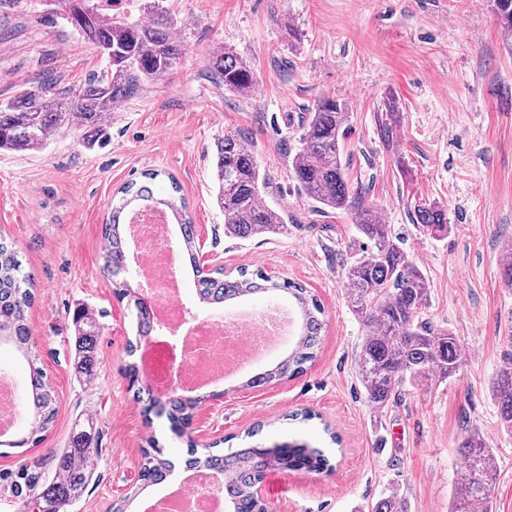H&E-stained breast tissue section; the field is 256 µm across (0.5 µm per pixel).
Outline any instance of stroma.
Masks as SVG:
<instances>
[{
	"mask_svg": "<svg viewBox=\"0 0 512 512\" xmlns=\"http://www.w3.org/2000/svg\"><path fill=\"white\" fill-rule=\"evenodd\" d=\"M183 54L173 72L143 82L112 112L106 144L66 134L43 151L0 152V236L14 243L35 276L33 349L57 399L53 423L35 447L0 446V512H19L20 475L44 484L53 454L76 426L93 421L95 479L68 512H144L175 481L133 496L150 440L183 473L189 442L224 452L256 432L269 444L299 439L323 449L329 472H269L268 512H355L399 483L409 512H448L464 462L467 433L483 436L498 461L496 512H512V431L493 396L512 365V284L504 249L512 243V35L490 0H158ZM228 50L255 74L252 94L226 91L211 59ZM105 58L41 0H0V104L53 75L79 89ZM325 97L347 101L344 156L353 184L390 224L430 283L424 317L459 336L457 375L376 412L356 373L366 329L345 301V269L365 239L347 213H324L298 191L291 159L303 126ZM395 98L398 126L384 139V103ZM254 146L264 202L282 213L287 234L240 240L224 234L214 200L212 159L224 134ZM158 171L160 191L177 179L196 242L214 265L302 284L324 309L315 361L292 379L247 381L280 361L275 351L239 375L205 387L183 435L166 417L145 413V379L130 381L135 317L100 269L102 225L117 189ZM448 212L447 235L415 224V198ZM100 324L90 379L76 376L71 350L77 306ZM310 410L311 419L298 414Z\"/></svg>",
	"mask_w": 512,
	"mask_h": 512,
	"instance_id": "35a3bbf8",
	"label": "stroma"
}]
</instances>
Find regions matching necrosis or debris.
Returning a JSON list of instances; mask_svg holds the SVG:
<instances>
[{
	"mask_svg": "<svg viewBox=\"0 0 512 512\" xmlns=\"http://www.w3.org/2000/svg\"><path fill=\"white\" fill-rule=\"evenodd\" d=\"M131 232L141 241L142 264L147 272L156 271L167 250L168 232L159 215L139 218ZM157 323L173 327L176 339L192 331L200 343L199 351L184 347L169 349L160 339H152L147 351L146 377L152 393L164 396L184 391L189 381L249 365L287 335V312L272 307L259 312H233L209 319L191 317L180 289L162 282L153 285ZM224 493L214 478L198 477L192 488L181 494L157 499L153 512H223Z\"/></svg>",
	"mask_w": 512,
	"mask_h": 512,
	"instance_id": "obj_1",
	"label": "necrosis or debris"
}]
</instances>
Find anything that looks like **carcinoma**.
I'll return each mask as SVG.
<instances>
[{"instance_id":"1","label":"carcinoma","mask_w":512,"mask_h":512,"mask_svg":"<svg viewBox=\"0 0 512 512\" xmlns=\"http://www.w3.org/2000/svg\"><path fill=\"white\" fill-rule=\"evenodd\" d=\"M56 5L65 19L107 58V70L81 89H66L48 76L36 89H21L0 104V150L35 151L44 149L51 137L67 133L82 139H108L113 108L136 92L145 80L169 74L177 65L182 46L172 34V23L156 3H144L149 18L134 19L119 12L105 11L102 0H43ZM494 10L506 30L512 31V0H492ZM224 81V88L248 94L254 84L253 72L237 55L222 51L213 60ZM348 106L326 97L318 101L300 137L301 148L291 166L298 188L327 213L342 211L355 218V226L370 248L348 266L346 302L366 327L358 345L356 369L369 403L383 410L397 402L406 385L426 388L435 379L446 381L465 361L462 344L451 330H433L420 320L429 293V281L401 246L390 225L381 222L373 205L351 188L349 164L344 160L342 142L347 134ZM216 205L224 214V236L239 239L288 232L280 212L261 201L264 185L251 143L237 134H226L216 144L213 170ZM145 181H131L121 188L118 201L109 205L102 226L107 243L103 276L119 301L136 310V342L128 344L133 355L144 337L153 332L151 312L142 307L131 286L127 265L129 238L128 209L165 208L178 225L181 246L193 271L198 301L222 305L256 294L285 292L299 310V334L294 348L275 366L250 378L255 387L297 376L313 361L320 349L324 321L317 298L301 284L278 281L258 270L240 269L239 277L224 278V269L203 271L197 262L195 228L186 215L180 187L170 180L173 194L159 197L154 191L156 172L143 174ZM414 219L432 235L448 231V213L435 203L418 201ZM35 302L34 278L25 270L13 243L0 237V341H5L25 359L29 368L27 408L30 435L9 443L23 448L40 442L37 435L53 422L56 397L47 383L39 359L29 351V311ZM74 361L80 376H91V338L97 324L81 308L73 314ZM495 399L500 417L512 428V367L499 372ZM205 397L178 396L173 399L149 398L147 410L166 415L177 432L188 425L193 410ZM76 444L56 452L57 468L49 484L22 501L21 512H60L76 502L90 484L99 456L93 426L76 433ZM465 459L451 499L450 512H493L491 487L496 481L495 452L478 434H471L460 447ZM188 469L206 468L225 477L224 495L232 512H266V505L252 495L255 482L271 469L326 471L330 460L318 448L307 444H281L272 448L243 446L226 453L197 448L189 441ZM171 463L155 442L144 451L140 490L163 483ZM356 512H407V502L397 485Z\"/></svg>"}]
</instances>
